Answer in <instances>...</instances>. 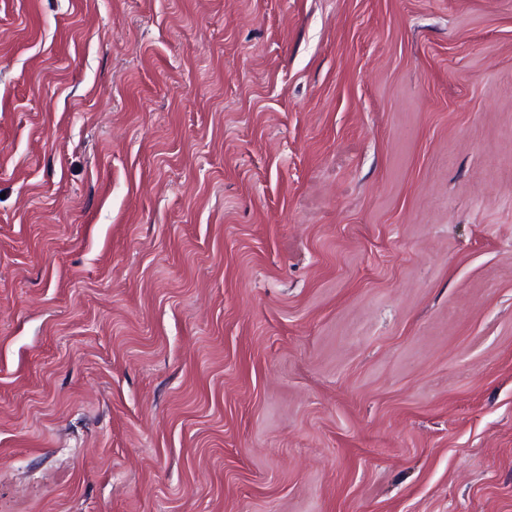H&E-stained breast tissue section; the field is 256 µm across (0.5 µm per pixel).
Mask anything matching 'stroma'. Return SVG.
I'll return each instance as SVG.
<instances>
[{"instance_id":"1","label":"stroma","mask_w":512,"mask_h":512,"mask_svg":"<svg viewBox=\"0 0 512 512\" xmlns=\"http://www.w3.org/2000/svg\"><path fill=\"white\" fill-rule=\"evenodd\" d=\"M0 512H512V0H0Z\"/></svg>"}]
</instances>
